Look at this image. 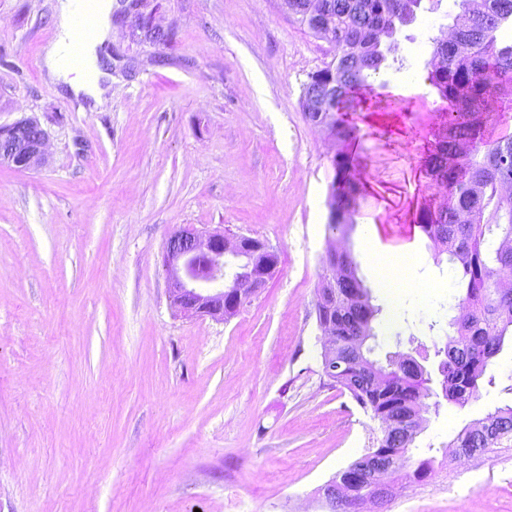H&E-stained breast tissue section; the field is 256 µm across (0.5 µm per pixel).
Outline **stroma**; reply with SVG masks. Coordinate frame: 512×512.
<instances>
[{"label": "stroma", "instance_id": "obj_1", "mask_svg": "<svg viewBox=\"0 0 512 512\" xmlns=\"http://www.w3.org/2000/svg\"><path fill=\"white\" fill-rule=\"evenodd\" d=\"M112 28V96L62 97L43 65L56 0H0V124L48 133L31 170L0 166V512H321L317 490L373 447L378 424L322 375L316 290L329 233L333 141L301 105L334 55L281 0H150ZM460 8L422 0L374 85L399 136L354 115L368 193L345 240L379 312L372 359L433 367L463 290L423 233L420 290L391 301L374 255L433 190L420 160L445 108L427 72ZM379 228L366 243L360 224ZM182 224L266 240L279 264L233 317L172 307L161 252ZM494 384L430 415L409 455L431 479L380 512H512V450L445 461L455 434L512 403V343Z\"/></svg>", "mask_w": 512, "mask_h": 512}]
</instances>
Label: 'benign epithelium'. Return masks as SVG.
Wrapping results in <instances>:
<instances>
[{
  "label": "benign epithelium",
  "instance_id": "obj_1",
  "mask_svg": "<svg viewBox=\"0 0 512 512\" xmlns=\"http://www.w3.org/2000/svg\"><path fill=\"white\" fill-rule=\"evenodd\" d=\"M286 10L304 19L312 31L336 44L333 16L308 8L301 0H282ZM322 83L306 93V116L310 123L329 128L336 111V67L331 63L321 71ZM47 133L36 121L20 119L0 125V165L21 170L38 166L45 155ZM328 263L317 291V305L336 301V254L326 255ZM162 263L169 278V298L174 308L188 317H210L222 321L234 316L241 306L273 275L279 255L265 240L243 234L203 231L194 224H182L167 239ZM389 469L370 466V493L356 501L355 509L368 500L394 496L395 483L387 478ZM359 475L339 473L320 489L323 504L335 508L338 490Z\"/></svg>",
  "mask_w": 512,
  "mask_h": 512
}]
</instances>
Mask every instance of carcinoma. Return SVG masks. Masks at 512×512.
I'll return each instance as SVG.
<instances>
[{"label": "carcinoma", "mask_w": 512, "mask_h": 512, "mask_svg": "<svg viewBox=\"0 0 512 512\" xmlns=\"http://www.w3.org/2000/svg\"><path fill=\"white\" fill-rule=\"evenodd\" d=\"M332 4L336 15V40L354 46L363 62L355 65L336 59V151L332 158L336 209L330 213V235L345 238L353 228L351 216L360 194L358 163L349 147L358 140V129L348 114L357 110L373 91V81L386 61L374 44H360L362 33L379 29L395 35L398 26L411 22L421 0H316ZM472 0H460V12L451 27L453 39L433 40L427 80L448 107L442 112L440 131L425 154L423 165L432 183L448 192L450 202L439 211L422 210L418 224L439 251L449 255L457 271L456 286L465 289L461 305L470 311L465 323L452 319L437 371L442 397L465 407L476 396L479 382L503 349L512 329V288L501 279L512 275V196L500 187L512 184V135L492 137L498 120L493 103L512 97V0H483L480 12ZM347 263L348 276L336 281V310L322 307L324 320L336 321V347L348 365L336 372L334 385L347 391L357 405L378 421L386 455L381 465L403 479L413 474L416 482L431 478L433 460L410 467L409 448L419 429L409 420L426 421L439 411L430 405L431 375L413 358L382 365L366 359L370 372L357 359L372 348V322L378 309L369 289L358 276L352 254L336 263ZM489 377V376H487ZM488 384H494L489 377ZM512 443V405L496 407L481 419L465 425L448 444L456 451L484 455Z\"/></svg>", "instance_id": "obj_1"}]
</instances>
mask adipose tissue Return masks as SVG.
Masks as SVG:
<instances>
[{
  "mask_svg": "<svg viewBox=\"0 0 512 512\" xmlns=\"http://www.w3.org/2000/svg\"><path fill=\"white\" fill-rule=\"evenodd\" d=\"M75 9V0H57L55 18L58 37L45 51L44 65L51 77L61 85L65 95L84 100L88 110L95 112L105 105L112 89L111 75L99 66L97 48L111 38L114 6L112 0H95L94 36L85 47L84 63L79 67L65 65L62 61Z\"/></svg>",
  "mask_w": 512,
  "mask_h": 512,
  "instance_id": "obj_1",
  "label": "adipose tissue"
}]
</instances>
